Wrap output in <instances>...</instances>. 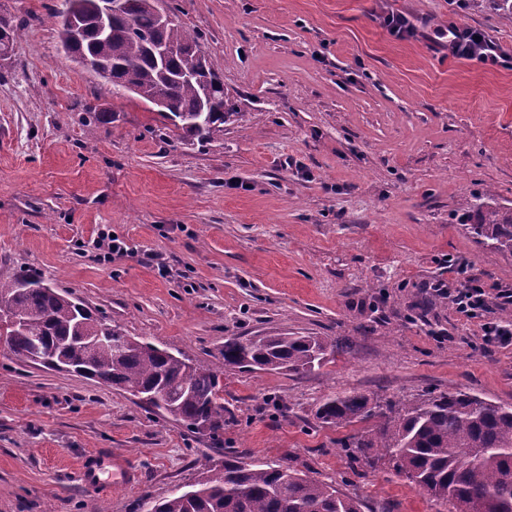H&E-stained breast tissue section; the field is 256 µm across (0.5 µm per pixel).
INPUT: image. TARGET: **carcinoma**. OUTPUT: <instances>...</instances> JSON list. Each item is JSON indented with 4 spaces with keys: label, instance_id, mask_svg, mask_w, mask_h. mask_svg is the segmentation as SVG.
Returning <instances> with one entry per match:
<instances>
[{
    "label": "carcinoma",
    "instance_id": "cac0c4a2",
    "mask_svg": "<svg viewBox=\"0 0 512 512\" xmlns=\"http://www.w3.org/2000/svg\"><path fill=\"white\" fill-rule=\"evenodd\" d=\"M129 10L112 16L109 31L97 19L98 0H64L55 13L64 54L81 65H99L96 77L114 93L152 106L162 96L161 116L188 141L206 143L224 132L232 116L217 77L198 39L175 21L159 26L153 0H125ZM17 26L0 15V60L10 59ZM157 43L176 52L156 58ZM474 223L466 225L476 242L512 257V207L489 193L472 205ZM0 312L20 319V329H5L6 349L31 363L35 349L42 365L63 358L84 377L124 389L137 404L182 423L192 433L224 439V371L267 370L301 373L322 366L336 341L323 336L229 338L212 367H201L166 348L125 335L104 318L46 284L19 275L0 280ZM95 326L107 339L92 350L82 340ZM322 423L347 427L376 420L342 443L354 458L372 466L388 459L430 495L453 504L456 512H512V404L463 392L441 393L402 404H381L363 394L333 396L317 409ZM154 512H361L358 501L336 487L291 467H267L227 459L203 464L189 489L154 504Z\"/></svg>",
    "mask_w": 512,
    "mask_h": 512
}]
</instances>
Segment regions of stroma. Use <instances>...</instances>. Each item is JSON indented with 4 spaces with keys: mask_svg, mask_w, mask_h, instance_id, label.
I'll use <instances>...</instances> for the list:
<instances>
[{
    "mask_svg": "<svg viewBox=\"0 0 512 512\" xmlns=\"http://www.w3.org/2000/svg\"><path fill=\"white\" fill-rule=\"evenodd\" d=\"M61 4L0 0L20 29L0 61V280L40 275L203 365L229 336L337 348L304 374L225 372L235 422L220 442L0 348V512H151L205 458L292 465L361 512H451L389 462L352 460L341 443L363 423L328 426L316 411L349 393L512 404V347L486 345L480 321L432 289L452 259L487 288L512 285V257L465 228L477 195L512 207V14L494 0H161L233 110L223 134L189 145L64 56ZM391 12L417 32L392 35ZM453 24L508 61L450 55ZM104 233L129 254L100 256ZM100 449L131 457L140 486L85 488L78 465Z\"/></svg>",
    "mask_w": 512,
    "mask_h": 512,
    "instance_id": "obj_1",
    "label": "stroma"
}]
</instances>
